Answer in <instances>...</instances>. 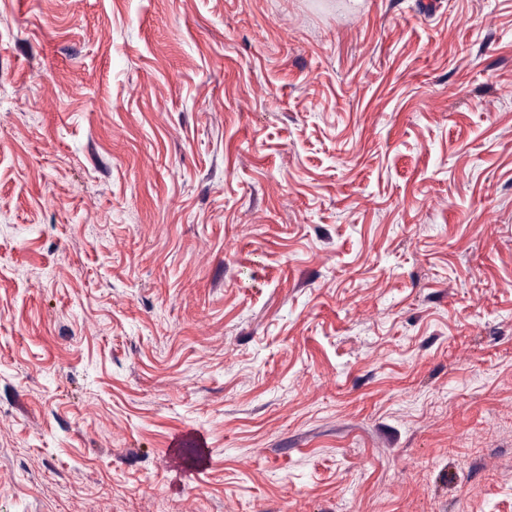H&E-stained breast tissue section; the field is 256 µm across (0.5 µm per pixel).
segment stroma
<instances>
[{"instance_id": "obj_1", "label": "stroma", "mask_w": 512, "mask_h": 512, "mask_svg": "<svg viewBox=\"0 0 512 512\" xmlns=\"http://www.w3.org/2000/svg\"><path fill=\"white\" fill-rule=\"evenodd\" d=\"M0 512H512V0H0Z\"/></svg>"}]
</instances>
